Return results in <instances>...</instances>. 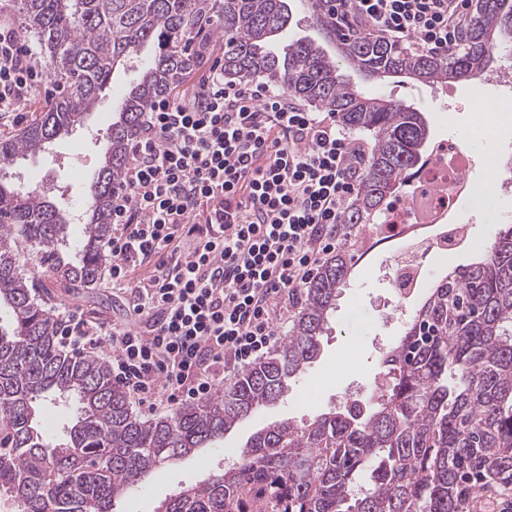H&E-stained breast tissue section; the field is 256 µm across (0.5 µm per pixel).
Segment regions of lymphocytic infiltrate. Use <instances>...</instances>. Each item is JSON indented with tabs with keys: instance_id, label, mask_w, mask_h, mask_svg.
Here are the masks:
<instances>
[{
	"instance_id": "1",
	"label": "lymphocytic infiltrate",
	"mask_w": 512,
	"mask_h": 512,
	"mask_svg": "<svg viewBox=\"0 0 512 512\" xmlns=\"http://www.w3.org/2000/svg\"><path fill=\"white\" fill-rule=\"evenodd\" d=\"M469 0H333L341 28L448 54ZM15 30L0 31V114L19 111L38 71ZM366 152L327 112L213 63L144 115L112 194L109 282L135 320L109 325L65 308L55 334L90 349L138 401L207 400L281 339L274 307L294 302L347 239ZM152 265V275L136 272Z\"/></svg>"
}]
</instances>
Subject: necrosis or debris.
<instances>
[{"instance_id":"1","label":"necrosis or debris","mask_w":512,"mask_h":512,"mask_svg":"<svg viewBox=\"0 0 512 512\" xmlns=\"http://www.w3.org/2000/svg\"><path fill=\"white\" fill-rule=\"evenodd\" d=\"M470 158L458 139L448 137L438 140L422 166L410 173L411 194L389 210L386 221L387 226L402 230L415 256L413 263L396 269L394 287L415 276L417 258L448 251L457 238L465 236V225L449 223L448 216L461 200L479 196Z\"/></svg>"}]
</instances>
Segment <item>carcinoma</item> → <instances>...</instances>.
Wrapping results in <instances>:
<instances>
[{
	"label": "carcinoma",
	"instance_id": "obj_1",
	"mask_svg": "<svg viewBox=\"0 0 512 512\" xmlns=\"http://www.w3.org/2000/svg\"><path fill=\"white\" fill-rule=\"evenodd\" d=\"M304 5L334 51L289 37L297 0H16L22 29L37 39L67 93L19 135L0 138V500L21 512H112V503L146 489L165 462L220 441L287 395L320 352L337 290L353 267L347 249L320 267L288 337L265 360L204 402L142 421L105 361L59 349L50 311L20 269L27 256L48 281H97L112 238V192L130 146L151 103L191 66L192 41L224 40L225 76L264 78L371 136L347 207L350 231L383 222L430 135L423 113L363 93L336 59L373 80L439 83L485 72L512 48V0H478L450 57L338 32L325 0ZM147 46L153 54L107 128L76 236L69 208L11 181L8 169L83 125L116 68ZM383 365L388 388L368 410L354 405L303 425L274 422L250 438L233 467L179 491L158 512H467L466 477L512 484L511 224L501 225L483 257L433 289ZM51 396L70 400L75 414L59 439L39 421Z\"/></svg>",
	"mask_w": 512,
	"mask_h": 512
}]
</instances>
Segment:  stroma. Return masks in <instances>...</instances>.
I'll list each match as a JSON object with an SVG mask.
<instances>
[{"label": "stroma", "mask_w": 512, "mask_h": 512, "mask_svg": "<svg viewBox=\"0 0 512 512\" xmlns=\"http://www.w3.org/2000/svg\"><path fill=\"white\" fill-rule=\"evenodd\" d=\"M380 86L387 98L403 101L426 115L432 140L448 136L461 139L476 161L478 181L485 189L478 203L461 202L452 216L454 223L468 227L466 245L422 258L421 277L437 281L453 268L472 263L476 246L494 238L496 216L512 214V193L497 189L500 164L512 158V85L490 84L485 76L474 75L447 83L390 77ZM56 87L51 78L32 85L22 122L0 120V138L18 135L38 118L52 102L51 92ZM110 97V92H103L83 126L57 139L50 153L28 158L17 166L16 180L31 190L38 180H49L59 186L60 202L65 206L86 195L106 148L105 132L114 113ZM478 98L505 116L492 135H485L473 123L471 108ZM373 235L370 229L358 233L357 261L336 299L320 352L300 377L302 389L290 391L283 400L246 418L225 434L223 442L165 464L151 477L147 492H135L116 502L113 512H156L162 501L183 487L233 467L238 449L271 423L287 419L306 423L334 407L370 405V396L383 378L384 355L398 343L424 297L423 290L418 289L404 304H397L389 283L397 258L391 247L369 248ZM36 297L48 308H76L101 323L133 317L128 299L113 296L102 280L88 288H61L49 283L37 289Z\"/></svg>", "instance_id": "obj_1"}]
</instances>
